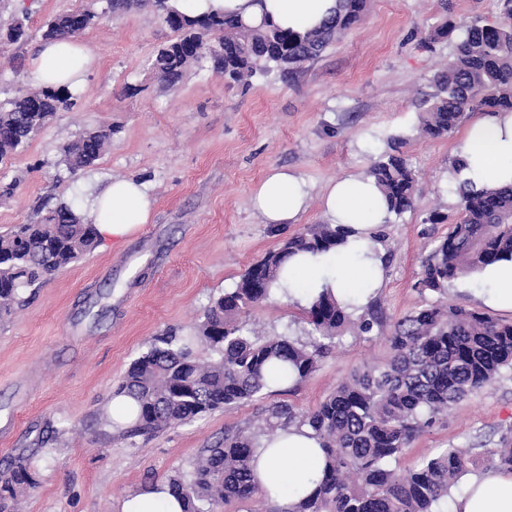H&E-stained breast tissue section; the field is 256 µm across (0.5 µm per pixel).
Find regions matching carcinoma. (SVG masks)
<instances>
[{
	"instance_id": "carcinoma-1",
	"label": "carcinoma",
	"mask_w": 512,
	"mask_h": 512,
	"mask_svg": "<svg viewBox=\"0 0 512 512\" xmlns=\"http://www.w3.org/2000/svg\"><path fill=\"white\" fill-rule=\"evenodd\" d=\"M369 0H338L336 14L313 31L297 34L271 21H245L224 15L190 16L174 0H107V10L150 7L176 34L158 50L151 68L170 88L185 70L209 61L224 78L246 84L256 75L288 70L319 56L333 41L359 23ZM98 15L76 10L45 23L44 36L75 38ZM464 28L448 65L433 78L436 92L421 102L419 133L446 137L470 113L512 110V0H500L494 25L479 17L457 23L451 16L428 31L432 43L456 27ZM27 37L26 18L8 24L5 38ZM74 105L66 88H42L0 103V163L25 148L58 112ZM112 137V128L85 132L64 151L73 172L93 163ZM407 138L393 136L368 171L383 194L389 213L414 207L417 179L404 148ZM459 219L422 264L415 288L442 294L448 282L512 259V187L475 192L458 186ZM351 230L336 224H311L248 267L233 290L214 299L195 335L167 333L155 337L132 361L117 395L133 397L139 416L131 434H143L175 422L191 421L262 394L275 378L292 389L313 373L334 339L351 326L367 334L378 315L366 306L359 315L323 292L305 309L311 334L307 344L289 336L261 338L245 329L242 315L266 299L283 264L296 253L317 255L335 249ZM97 245L95 224L60 202L33 224L0 235V318L11 314L24 290L91 252ZM217 354L207 365L195 355V343ZM391 356L336 389L302 415L278 403L268 409L256 431L226 435L205 448L192 470L178 472L169 485L186 505L184 512H205L232 499L258 493L251 461L255 450L292 423L309 427L325 455L315 488L291 507L273 512H435L460 479L477 465V457L446 448L405 473L388 466L413 439L473 391L492 384L504 368L512 369V321L441 302L402 317L388 337ZM489 466L512 470V430L503 432ZM33 485L29 459L18 457L0 470V510L5 500Z\"/></svg>"
}]
</instances>
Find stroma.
Wrapping results in <instances>:
<instances>
[{
    "label": "stroma",
    "instance_id": "obj_1",
    "mask_svg": "<svg viewBox=\"0 0 512 512\" xmlns=\"http://www.w3.org/2000/svg\"><path fill=\"white\" fill-rule=\"evenodd\" d=\"M446 0H371L364 20L288 75L225 86L223 76L190 69L177 88L153 77L149 63L173 32L149 9L106 13L105 0H0V21L28 11L30 38L0 42V101L35 89L31 60L48 17L103 11L80 37L96 59L76 87L77 105L61 112L0 164V235L31 224L61 199H81L109 180L135 176L155 199L149 223L125 240L101 241L0 320V462L31 461L34 484L15 512H121L123 500L179 471L224 435L255 431L269 407L314 409L338 385L385 363L400 318L437 301L481 309L477 278L449 283L444 295L415 289L421 262L448 231L459 200L448 181L457 134L417 133L420 102L453 56L459 32L420 47ZM109 125L111 145L90 166L70 172L65 147ZM407 137L418 177L414 210L390 216L386 283L373 298L381 323L342 336L315 372L287 392L270 389L237 406L147 436L112 423V399L129 364L155 336L189 334L211 300L309 224L326 223L322 197L347 174L363 175L390 137ZM305 179L309 205L276 227L252 206L274 168ZM262 336L305 338L303 307L273 295L248 315ZM512 428V370L474 391L425 428L392 466L406 471L446 448H494Z\"/></svg>",
    "mask_w": 512,
    "mask_h": 512
}]
</instances>
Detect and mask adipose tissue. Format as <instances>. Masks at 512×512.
<instances>
[{"mask_svg":"<svg viewBox=\"0 0 512 512\" xmlns=\"http://www.w3.org/2000/svg\"><path fill=\"white\" fill-rule=\"evenodd\" d=\"M337 0H178L193 15L235 14L269 18L281 28L304 33L333 16ZM93 64L88 48L73 38L44 42L32 62L35 80L46 86L81 84ZM453 157L470 189H499L512 184V112L477 117L456 143ZM252 203L266 223L296 220L308 203L306 183L285 168L272 169L257 187ZM330 223L349 228L345 242L329 253L292 256L280 275L290 302L307 306L330 292L344 306L360 307L375 297L385 281L383 249L374 235L388 217V207L374 180L345 175L331 183L322 199ZM153 208L148 185L133 178L114 180L89 199L101 237L121 241L147 223ZM481 296L490 309L512 312V260L486 268ZM325 463L321 443L305 426L291 425L256 449L252 468L262 495L286 507L312 491ZM121 512H183L181 499L160 483L128 496ZM451 512H512V471L492 469L468 480L452 495Z\"/></svg>","mask_w":512,"mask_h":512,"instance_id":"ef3b65f1","label":"adipose tissue"}]
</instances>
